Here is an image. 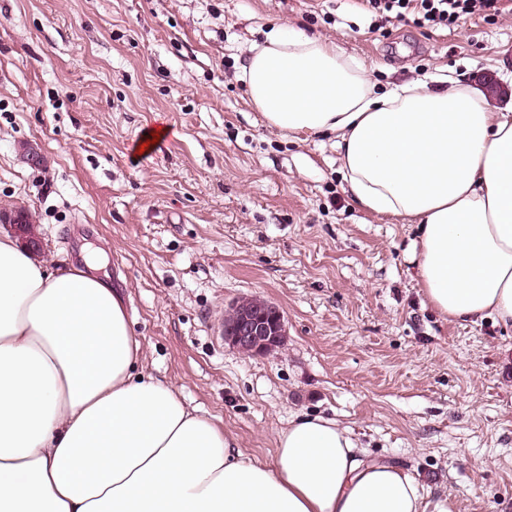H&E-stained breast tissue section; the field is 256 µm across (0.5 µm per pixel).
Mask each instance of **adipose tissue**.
<instances>
[{
	"instance_id": "ef3b65f1",
	"label": "adipose tissue",
	"mask_w": 512,
	"mask_h": 512,
	"mask_svg": "<svg viewBox=\"0 0 512 512\" xmlns=\"http://www.w3.org/2000/svg\"><path fill=\"white\" fill-rule=\"evenodd\" d=\"M242 78L269 127L335 135L355 206L420 225L440 313L512 326L511 112L460 83L375 94L336 43L289 26ZM141 356L109 281L0 233V512H449L333 419L296 417L272 460L245 455Z\"/></svg>"
}]
</instances>
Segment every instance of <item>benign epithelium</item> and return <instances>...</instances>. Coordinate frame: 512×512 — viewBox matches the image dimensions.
<instances>
[{
  "instance_id": "1",
  "label": "benign epithelium",
  "mask_w": 512,
  "mask_h": 512,
  "mask_svg": "<svg viewBox=\"0 0 512 512\" xmlns=\"http://www.w3.org/2000/svg\"><path fill=\"white\" fill-rule=\"evenodd\" d=\"M0 222L13 227L27 247H36L35 240L28 236V221L24 213L1 211ZM271 309L272 316L258 317L250 299L242 298L231 303L224 314V343L239 352L256 355L281 347L286 340L284 315L275 305Z\"/></svg>"
}]
</instances>
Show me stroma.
Segmentation results:
<instances>
[{
	"mask_svg": "<svg viewBox=\"0 0 512 512\" xmlns=\"http://www.w3.org/2000/svg\"><path fill=\"white\" fill-rule=\"evenodd\" d=\"M371 22L357 0H0V209L32 213L49 265L99 252L139 373L245 454L272 459L293 418L324 415L451 512H512V329L441 315L416 279L417 226L353 205L334 135L269 128L241 78L289 25L381 92L447 76L512 89V11L450 31ZM244 297L283 312L282 348L218 337Z\"/></svg>",
	"mask_w": 512,
	"mask_h": 512,
	"instance_id": "35a3bbf8",
	"label": "stroma"
}]
</instances>
